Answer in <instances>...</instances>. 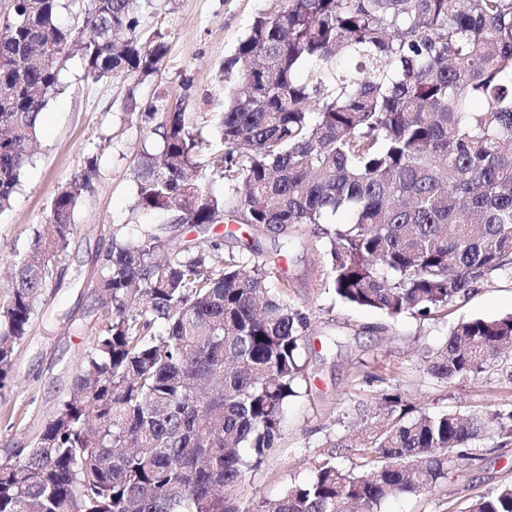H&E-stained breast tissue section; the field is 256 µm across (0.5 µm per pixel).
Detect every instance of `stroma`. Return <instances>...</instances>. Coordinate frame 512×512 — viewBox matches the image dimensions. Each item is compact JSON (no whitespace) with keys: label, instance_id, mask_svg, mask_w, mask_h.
Masks as SVG:
<instances>
[{"label":"stroma","instance_id":"obj_1","mask_svg":"<svg viewBox=\"0 0 512 512\" xmlns=\"http://www.w3.org/2000/svg\"><path fill=\"white\" fill-rule=\"evenodd\" d=\"M169 33L160 70L140 91L141 106L158 98H182L194 124L204 125L224 109L220 70L246 35L267 0H149ZM131 80L117 75L88 80L79 57L66 62L64 88L49 96L39 142L24 168L12 207L0 213V304L12 293L11 263L29 252L34 233L49 222L51 201L61 183L76 172L86 154L99 157L96 192L78 208L75 230L63 259L64 285L47 288L34 301V317L15 351L14 380L0 391V457L7 448L29 445L67 394L71 376L95 340L97 294L87 279L95 255L105 251L113 231L127 236L158 223L136 210L133 170L151 133L140 120L125 116L123 103ZM225 225V250L240 239L254 240L258 256L290 285L288 301L313 322L299 397L287 407L284 440L264 463L247 475L244 495L253 500L278 497L291 480L309 478L328 456L349 466L346 448H330V438L348 434L366 418L379 391L396 388L428 411L485 412L512 404V379L497 371L458 382L440 381L427 371L424 350L442 346L461 320L512 313V277L495 275L475 284L469 298L447 312L422 320L398 318L346 305L315 287L309 271L313 237L301 230L288 256L277 241L247 225L233 235ZM477 461L460 471L449 468L443 486L421 495H403L385 512H467L479 494L512 483V445L485 443Z\"/></svg>","mask_w":512,"mask_h":512}]
</instances>
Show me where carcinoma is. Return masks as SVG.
Returning <instances> with one entry per match:
<instances>
[{
	"mask_svg": "<svg viewBox=\"0 0 512 512\" xmlns=\"http://www.w3.org/2000/svg\"><path fill=\"white\" fill-rule=\"evenodd\" d=\"M222 75L214 129L189 123L185 100L127 115L157 150L137 159L136 207L166 221L112 233L96 290L95 344L67 395L23 452L0 460V512H382L386 501L442 485L473 444L512 445V406L430 412L396 389L363 428L276 499L242 500L247 474L282 441L304 378L311 320L275 293L245 241H176L228 215L287 248L309 227L318 286L390 317H432L473 284L512 275V0H268ZM67 13L74 23L64 26ZM168 30L140 0H10L0 10V212L33 155L48 96L78 55L97 83L151 80ZM306 72V79L299 78ZM233 204L195 179L202 163ZM98 155L61 184L50 233L14 262L0 306V390L29 331L36 296L60 282L78 205ZM512 346V315L462 320L429 353L437 379L478 378ZM468 512H512V484Z\"/></svg>",
	"mask_w": 512,
	"mask_h": 512,
	"instance_id": "cac0c4a2",
	"label": "carcinoma"
}]
</instances>
